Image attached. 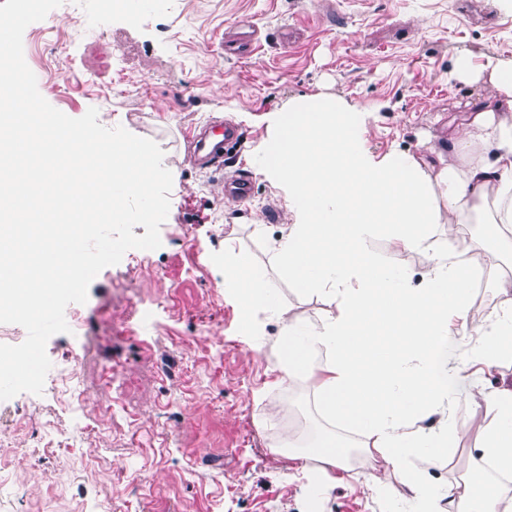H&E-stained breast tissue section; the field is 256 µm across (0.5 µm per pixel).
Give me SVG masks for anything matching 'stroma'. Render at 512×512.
I'll list each match as a JSON object with an SVG mask.
<instances>
[{
  "instance_id": "1",
  "label": "stroma",
  "mask_w": 512,
  "mask_h": 512,
  "mask_svg": "<svg viewBox=\"0 0 512 512\" xmlns=\"http://www.w3.org/2000/svg\"><path fill=\"white\" fill-rule=\"evenodd\" d=\"M261 34L251 57L219 42L238 22ZM40 94L72 118L155 141L175 175L161 245L93 279L53 335L42 394L0 401V512H410L398 472L359 446L319 478L294 435L329 432L307 383L273 385L280 325L266 317L244 336L224 294V242L264 265L284 311L317 322L336 313L328 294L304 293L275 263L291 221L283 191L251 158L272 134L270 113L300 96L340 98L368 112L366 138L455 161L454 129L482 83L451 78L455 58L512 62V0H64L23 34ZM244 132L237 157L201 171L183 134L210 117ZM248 174L242 205L224 201L227 177ZM512 383V359L457 387L448 455L429 471L454 488L476 466L472 389ZM382 473L385 500L368 486Z\"/></svg>"
}]
</instances>
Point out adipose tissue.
<instances>
[{"label": "adipose tissue", "instance_id": "1", "mask_svg": "<svg viewBox=\"0 0 512 512\" xmlns=\"http://www.w3.org/2000/svg\"><path fill=\"white\" fill-rule=\"evenodd\" d=\"M452 74L487 84L453 139L456 162L427 180L424 159L409 152L374 155L366 145L368 115L344 100L291 101L275 114L274 133L255 153L260 173L287 196L292 224L279 239L277 262L307 292L328 291L337 313L322 322L283 321L276 384H311L335 429L356 430L400 471L412 512H512L502 482L512 479V386L470 397V424L480 436V462L492 476L462 495L443 497L424 475L447 456L457 403L455 380L470 368L512 358V277L479 344L456 375L448 351L468 332L474 280L466 255L477 241L462 224L512 225V63L490 59L474 68L465 56ZM384 234L393 251L430 250L419 282L376 259L368 242ZM224 290L237 303L244 335L259 316L278 315L267 271L238 256L224 270Z\"/></svg>", "mask_w": 512, "mask_h": 512}]
</instances>
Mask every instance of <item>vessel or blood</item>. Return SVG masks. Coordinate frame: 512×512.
Listing matches in <instances>:
<instances>
[{
    "label": "vessel or blood",
    "instance_id": "1",
    "mask_svg": "<svg viewBox=\"0 0 512 512\" xmlns=\"http://www.w3.org/2000/svg\"><path fill=\"white\" fill-rule=\"evenodd\" d=\"M244 139L242 129L229 120L210 122L186 136V158L200 169L220 168L230 149L238 147Z\"/></svg>",
    "mask_w": 512,
    "mask_h": 512
}]
</instances>
